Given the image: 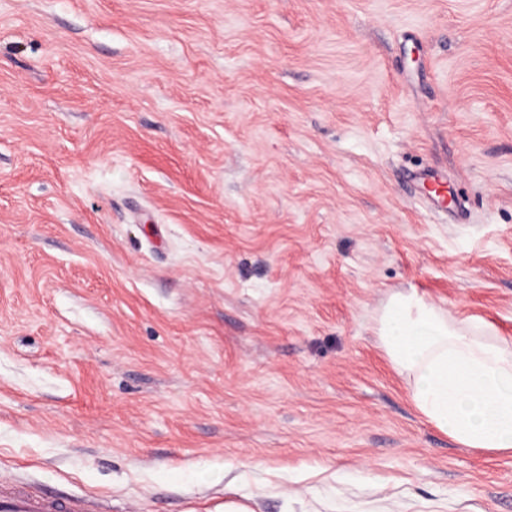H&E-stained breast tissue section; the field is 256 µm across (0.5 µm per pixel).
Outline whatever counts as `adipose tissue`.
<instances>
[{
  "mask_svg": "<svg viewBox=\"0 0 512 512\" xmlns=\"http://www.w3.org/2000/svg\"><path fill=\"white\" fill-rule=\"evenodd\" d=\"M373 334L429 423L464 447L512 454V345L491 323L452 316L412 288L386 298Z\"/></svg>",
  "mask_w": 512,
  "mask_h": 512,
  "instance_id": "adipose-tissue-1",
  "label": "adipose tissue"
}]
</instances>
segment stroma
Instances as JSON below:
<instances>
[{
	"mask_svg": "<svg viewBox=\"0 0 512 512\" xmlns=\"http://www.w3.org/2000/svg\"><path fill=\"white\" fill-rule=\"evenodd\" d=\"M399 288L512 342V0H0V477L512 512L376 344Z\"/></svg>",
	"mask_w": 512,
	"mask_h": 512,
	"instance_id": "1",
	"label": "stroma"
}]
</instances>
